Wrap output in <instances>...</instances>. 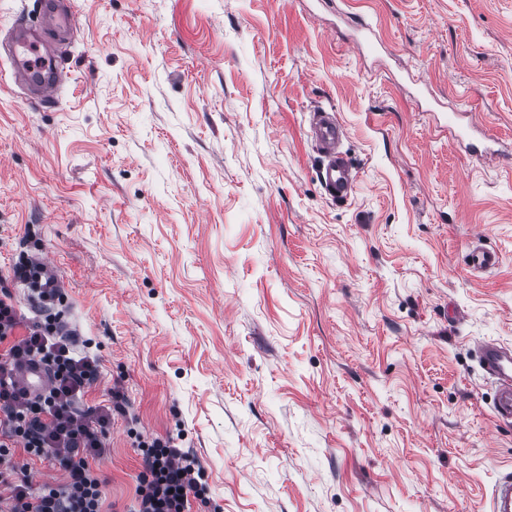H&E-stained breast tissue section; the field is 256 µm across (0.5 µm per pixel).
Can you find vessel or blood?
<instances>
[{
	"instance_id": "b4317fda",
	"label": "vessel or blood",
	"mask_w": 512,
	"mask_h": 512,
	"mask_svg": "<svg viewBox=\"0 0 512 512\" xmlns=\"http://www.w3.org/2000/svg\"><path fill=\"white\" fill-rule=\"evenodd\" d=\"M57 0H40L49 14L50 28H37L26 19H18L14 26L15 50L12 62L39 91L43 102L53 101L62 82V68L57 57L51 56L48 48L52 41L70 32L75 24L73 13H55ZM310 129L312 138L326 162L320 170L324 192L333 200H346L355 183L356 176L339 146L344 135L334 115L325 111L315 112ZM483 369L497 386L495 411L499 417L512 418V348L487 341L477 347ZM20 388L36 395L50 384L48 371L39 364L26 363L17 370ZM489 512H512V472L498 479L492 488Z\"/></svg>"
}]
</instances>
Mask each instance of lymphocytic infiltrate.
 <instances>
[{"instance_id": "obj_1", "label": "lymphocytic infiltrate", "mask_w": 512, "mask_h": 512, "mask_svg": "<svg viewBox=\"0 0 512 512\" xmlns=\"http://www.w3.org/2000/svg\"><path fill=\"white\" fill-rule=\"evenodd\" d=\"M10 277L26 286L35 318H26L10 290L0 289V512H102L103 481L91 462L105 449L112 407L83 398L98 378V362L81 352V340L54 306L62 299L58 278L31 258ZM38 360L51 375L37 396L22 390L17 367ZM140 467L130 512H190L191 501L208 504V486L196 458L173 439L139 441ZM48 460L66 474L60 484L33 485L26 466L14 463L16 448Z\"/></svg>"}]
</instances>
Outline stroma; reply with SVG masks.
Wrapping results in <instances>:
<instances>
[{"instance_id": "1", "label": "stroma", "mask_w": 512, "mask_h": 512, "mask_svg": "<svg viewBox=\"0 0 512 512\" xmlns=\"http://www.w3.org/2000/svg\"><path fill=\"white\" fill-rule=\"evenodd\" d=\"M54 106L0 58V275L36 256L130 403L202 464L205 512H488L512 420V0H73ZM335 112L343 203L309 137ZM460 110L449 122L451 110ZM498 267L474 271L475 245ZM483 369L497 386L495 411L501 418H512V351L500 343L487 341L477 346Z\"/></svg>"}]
</instances>
